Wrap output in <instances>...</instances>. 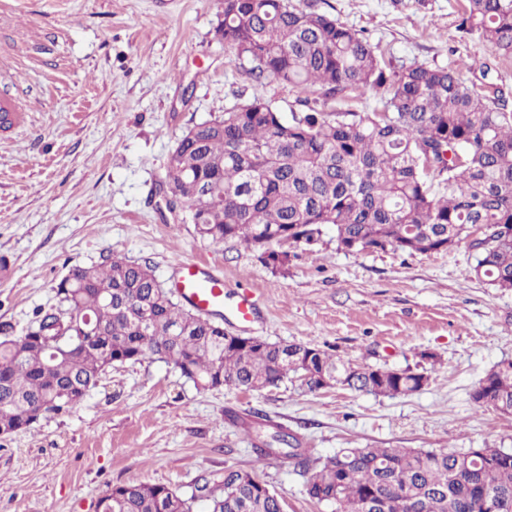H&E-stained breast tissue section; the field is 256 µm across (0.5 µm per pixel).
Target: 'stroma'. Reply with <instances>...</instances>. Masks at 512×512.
I'll use <instances>...</instances> for the list:
<instances>
[{
    "mask_svg": "<svg viewBox=\"0 0 512 512\" xmlns=\"http://www.w3.org/2000/svg\"><path fill=\"white\" fill-rule=\"evenodd\" d=\"M224 0H0V97L21 119L0 130V328L21 335L55 305L56 284L106 253L150 266L171 287L175 264L221 271L229 294L250 292L259 317H225L227 332L302 343L373 366L411 368L412 395L294 378L260 392L200 391L163 359L117 364L82 406L0 438V512H97L104 493L132 483L190 493L201 476L256 470L283 512H331L305 492L288 460L261 464L232 415L259 414L298 436L312 458L340 448L512 449V415L471 394L512 359V290L470 273L471 252L338 250L324 229L295 245L283 268L236 241L200 239L158 194L171 149L191 127L259 94L283 116L293 89L251 77L217 33ZM397 65L473 69L490 56L456 30L457 0H318ZM438 357L425 360V353Z\"/></svg>",
    "mask_w": 512,
    "mask_h": 512,
    "instance_id": "stroma-1",
    "label": "stroma"
}]
</instances>
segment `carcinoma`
Masks as SVG:
<instances>
[{"label": "carcinoma", "instance_id": "cac0c4a2", "mask_svg": "<svg viewBox=\"0 0 512 512\" xmlns=\"http://www.w3.org/2000/svg\"><path fill=\"white\" fill-rule=\"evenodd\" d=\"M457 29L485 43L492 61L480 83L448 67L397 66L360 31L290 0H224L217 31L261 79L291 86L305 107L286 120L254 95L199 123L168 160L172 206L214 243L248 248L272 237L307 245L330 224L347 252L393 248L449 251L466 242L470 272L512 290V107L493 82L512 61V0H461ZM379 106L360 103L369 95ZM147 265L110 254L77 267L55 287L21 336L0 330V428L82 405L115 364L166 358L199 390L251 392L290 375L310 390L322 378L358 393L411 395L428 376L367 366L301 343L225 342L209 319L164 298ZM97 335L80 340L85 320ZM480 408L512 414V362L474 388ZM257 460L283 457L306 475V493L333 512H512V454L458 450L341 448L321 463L300 438L275 430ZM283 512L280 496L253 471L224 469L185 495L127 484L100 498L102 512Z\"/></svg>", "mask_w": 512, "mask_h": 512}]
</instances>
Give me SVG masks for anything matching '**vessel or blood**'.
<instances>
[{
  "label": "vessel or blood",
  "instance_id": "obj_1",
  "mask_svg": "<svg viewBox=\"0 0 512 512\" xmlns=\"http://www.w3.org/2000/svg\"><path fill=\"white\" fill-rule=\"evenodd\" d=\"M175 288L181 299L199 315L208 316L228 310L242 322L253 321L256 317V305L250 293L228 300L223 274L209 272L197 261L186 259L178 262Z\"/></svg>",
  "mask_w": 512,
  "mask_h": 512
}]
</instances>
